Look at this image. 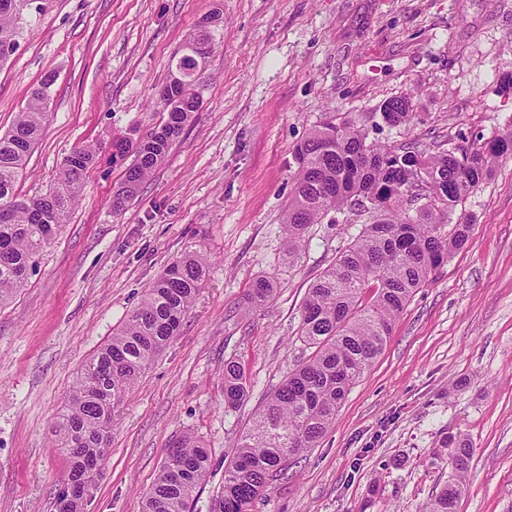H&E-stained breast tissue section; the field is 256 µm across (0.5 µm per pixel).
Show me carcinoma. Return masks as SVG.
<instances>
[{
    "label": "carcinoma",
    "mask_w": 512,
    "mask_h": 512,
    "mask_svg": "<svg viewBox=\"0 0 512 512\" xmlns=\"http://www.w3.org/2000/svg\"><path fill=\"white\" fill-rule=\"evenodd\" d=\"M49 0H0V66L19 47L24 11L37 13ZM197 40L205 56L214 49L212 30L194 29L185 42ZM178 80L158 91L156 105L164 118L158 127L133 139L112 142V161L131 158L112 198L122 212L170 146L199 111L207 83L193 56L176 58ZM53 76L47 74L0 136V306L24 288L41 254L68 223L83 193L84 177L99 159L93 144L75 147L57 166L54 186L39 197L17 192L27 160L41 138L50 104ZM412 97L385 102L383 114L400 126L413 113ZM512 155V130L485 142L471 155L452 150L428 153L367 142L345 120L315 127L295 150L299 169L282 225L288 258L308 228L322 223L332 209L355 206L372 221L309 286L302 308L300 336L312 348L309 358L252 415L229 456L224 458V486L212 512H251L273 473L282 471L333 428L336 412L351 388L381 354L394 323L432 272L468 241L471 224L452 221L456 208L488 180L498 160ZM429 186L422 205L406 190L416 178ZM206 251L188 248L148 288L125 325L85 365L54 427L53 447L69 459L63 487L74 490L63 512H84L77 489L101 472L110 454L112 427L140 376L177 335L209 272ZM261 278L247 297L250 305L273 294ZM224 403L235 408L249 396L244 372L234 360L224 363ZM451 475L427 502L424 512H457L470 471L473 448L462 435L443 440ZM211 464L210 451L185 433L165 449L162 465L146 492L142 512H190L196 490Z\"/></svg>",
    "instance_id": "obj_1"
}]
</instances>
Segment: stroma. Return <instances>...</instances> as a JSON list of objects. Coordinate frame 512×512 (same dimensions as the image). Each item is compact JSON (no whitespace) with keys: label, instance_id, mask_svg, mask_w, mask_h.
<instances>
[{"label":"stroma","instance_id":"obj_1","mask_svg":"<svg viewBox=\"0 0 512 512\" xmlns=\"http://www.w3.org/2000/svg\"><path fill=\"white\" fill-rule=\"evenodd\" d=\"M220 12L209 87L190 125L121 213L112 141L151 131L172 59L197 20ZM0 68V134L45 74L43 135L18 190L46 193L62 158L103 150L68 224L26 288L0 307V512H56L69 462L53 426L86 362L187 247L209 275L177 336L138 380L112 431L85 512H142L180 434L211 452L194 512H211L230 452L265 396L309 354L310 284L365 217L330 213L296 256L283 233L295 149L333 116L368 141L469 149L512 126V0H52ZM413 92L407 124L381 106ZM466 245L432 272L316 448L271 477L251 512H422L451 472L438 447L474 454L458 512H512V157L462 206ZM273 295L250 307L258 278ZM250 387L224 404L225 361Z\"/></svg>","mask_w":512,"mask_h":512}]
</instances>
